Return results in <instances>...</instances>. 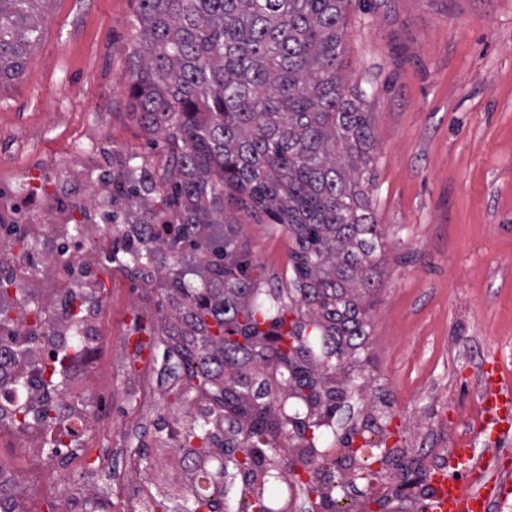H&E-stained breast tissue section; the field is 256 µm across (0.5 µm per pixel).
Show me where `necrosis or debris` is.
I'll return each instance as SVG.
<instances>
[{
    "instance_id": "1",
    "label": "necrosis or debris",
    "mask_w": 512,
    "mask_h": 512,
    "mask_svg": "<svg viewBox=\"0 0 512 512\" xmlns=\"http://www.w3.org/2000/svg\"><path fill=\"white\" fill-rule=\"evenodd\" d=\"M15 219L12 200H0V278L11 282L10 296L17 302L9 324L0 326V336L7 340L0 349V426L8 427L10 418L20 411L33 414L51 403L63 418L68 446L78 448L96 428L95 413L88 406L94 389L87 384V374L102 352L99 291L106 281L105 259L112 252V240L99 224L74 232L63 202L51 197L35 202L25 226L26 246L12 244L6 237ZM73 292L88 299L76 326L67 306ZM30 298L39 303L42 314L27 306ZM74 332L82 344L77 351L66 344ZM60 355L65 358L62 381L51 387L48 371ZM21 367L29 380L22 395L13 386ZM161 387L157 362L148 360L138 378L126 383L135 411L158 406Z\"/></svg>"
}]
</instances>
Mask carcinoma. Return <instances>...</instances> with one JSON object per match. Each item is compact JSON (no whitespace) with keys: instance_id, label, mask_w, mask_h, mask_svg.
Listing matches in <instances>:
<instances>
[{"instance_id":"cac0c4a2","label":"carcinoma","mask_w":512,"mask_h":512,"mask_svg":"<svg viewBox=\"0 0 512 512\" xmlns=\"http://www.w3.org/2000/svg\"><path fill=\"white\" fill-rule=\"evenodd\" d=\"M44 0H0V84L19 79L41 37ZM345 0H138L134 112L166 143L158 177L112 156L103 219L163 224L171 236L123 240L112 262L146 286L166 285L171 311L155 344L168 393L194 410L179 447L186 498L164 512H297L326 494L323 450L364 361L385 243L360 180L372 119L345 89ZM283 226L295 241L290 287L260 288L239 224ZM198 257L200 285L174 257ZM229 455L228 486L199 481ZM264 474L259 487L240 471Z\"/></svg>"}]
</instances>
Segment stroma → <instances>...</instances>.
I'll use <instances>...</instances> for the list:
<instances>
[{"mask_svg":"<svg viewBox=\"0 0 512 512\" xmlns=\"http://www.w3.org/2000/svg\"><path fill=\"white\" fill-rule=\"evenodd\" d=\"M137 0H48L38 45L19 80L0 86V190L29 177L49 189L58 169L103 164L106 153L165 164L162 139L132 112L130 46ZM343 58L373 119V163L361 188L388 245L371 311L365 377L338 413L371 403L389 415L391 448L430 420L439 428L411 459L451 448L457 414L479 392L485 358L512 348V0H348ZM241 239L254 276L288 287L294 241L247 220ZM105 349L84 448L35 470L33 452L0 443V465L28 472L27 512H76L92 495L123 512V460L149 442V422L124 413L119 366L129 332L153 330L168 302L113 269L104 295Z\"/></svg>","mask_w":512,"mask_h":512,"instance_id":"1","label":"stroma"}]
</instances>
